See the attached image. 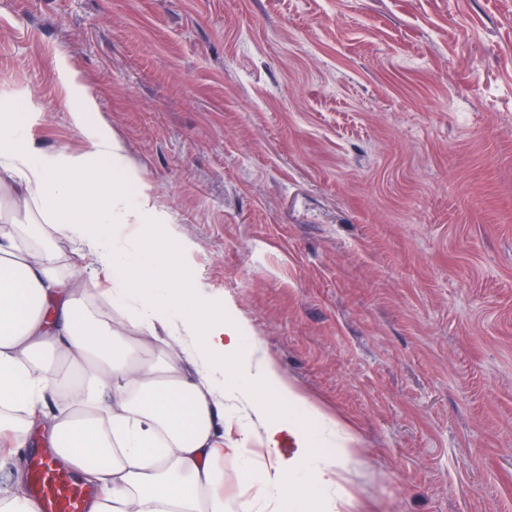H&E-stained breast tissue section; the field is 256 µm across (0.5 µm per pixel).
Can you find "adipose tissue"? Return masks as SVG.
<instances>
[{
    "instance_id": "ef3b65f1",
    "label": "adipose tissue",
    "mask_w": 512,
    "mask_h": 512,
    "mask_svg": "<svg viewBox=\"0 0 512 512\" xmlns=\"http://www.w3.org/2000/svg\"><path fill=\"white\" fill-rule=\"evenodd\" d=\"M64 86L83 153L45 151L31 113L0 108V188L41 225H0V512H41L13 465L32 430L95 488L87 512H225V455L269 512H354L353 427L259 353L186 265L187 245L126 163L82 75ZM85 246L104 281L63 273L48 240ZM105 293L125 322L84 304ZM262 434L269 459L248 443ZM293 451L280 453L282 439Z\"/></svg>"
}]
</instances>
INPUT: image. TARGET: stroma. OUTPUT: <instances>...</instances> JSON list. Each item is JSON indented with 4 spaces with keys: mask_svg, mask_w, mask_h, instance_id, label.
<instances>
[{
    "mask_svg": "<svg viewBox=\"0 0 512 512\" xmlns=\"http://www.w3.org/2000/svg\"><path fill=\"white\" fill-rule=\"evenodd\" d=\"M129 164L373 512H512V0H0V99Z\"/></svg>",
    "mask_w": 512,
    "mask_h": 512,
    "instance_id": "35a3bbf8",
    "label": "stroma"
}]
</instances>
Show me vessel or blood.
<instances>
[{"mask_svg": "<svg viewBox=\"0 0 512 512\" xmlns=\"http://www.w3.org/2000/svg\"><path fill=\"white\" fill-rule=\"evenodd\" d=\"M34 467L36 493L44 512H84L87 492L69 470L49 457L38 458Z\"/></svg>", "mask_w": 512, "mask_h": 512, "instance_id": "1", "label": "vessel or blood"}]
</instances>
